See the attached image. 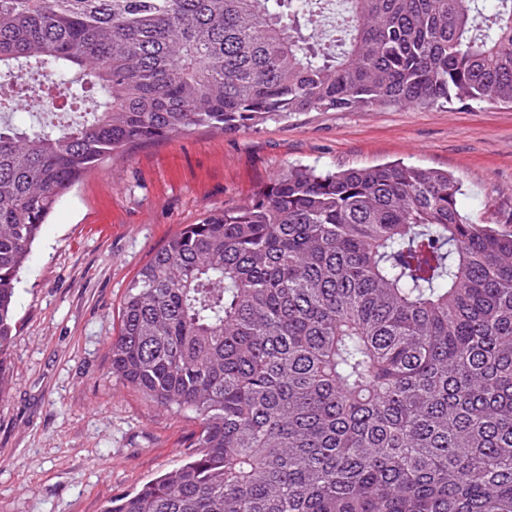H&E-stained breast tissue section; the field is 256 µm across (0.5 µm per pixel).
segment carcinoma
Segmentation results:
<instances>
[{
	"instance_id": "carcinoma-1",
	"label": "carcinoma",
	"mask_w": 512,
	"mask_h": 512,
	"mask_svg": "<svg viewBox=\"0 0 512 512\" xmlns=\"http://www.w3.org/2000/svg\"><path fill=\"white\" fill-rule=\"evenodd\" d=\"M492 7H487L488 2ZM0 0L67 125L0 119V353L59 199L130 145L297 112L512 104V0ZM448 173L290 169L184 224L126 287L108 374L199 420L104 512H512V232Z\"/></svg>"
}]
</instances>
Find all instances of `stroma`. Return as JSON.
I'll return each mask as SVG.
<instances>
[{"label":"stroma","instance_id":"35a3bbf8","mask_svg":"<svg viewBox=\"0 0 512 512\" xmlns=\"http://www.w3.org/2000/svg\"><path fill=\"white\" fill-rule=\"evenodd\" d=\"M401 161L448 172L470 222L512 229V105L304 112L127 148L50 213L0 353V512H103L180 465L199 428L108 373L128 283L184 224L245 204L296 166Z\"/></svg>","mask_w":512,"mask_h":512}]
</instances>
